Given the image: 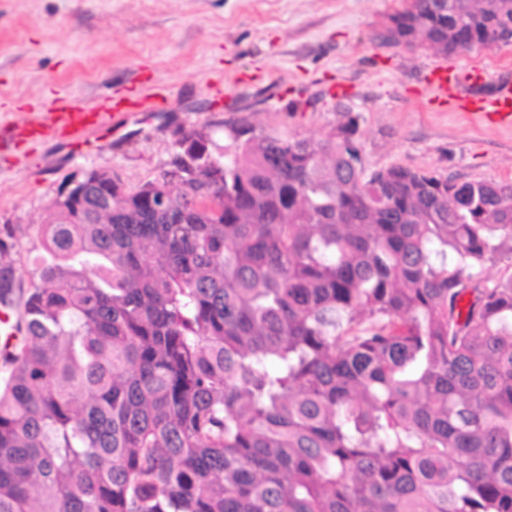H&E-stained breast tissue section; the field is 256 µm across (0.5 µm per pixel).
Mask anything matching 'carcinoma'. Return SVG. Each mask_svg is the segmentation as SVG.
I'll return each instance as SVG.
<instances>
[{"label":"carcinoma","mask_w":512,"mask_h":512,"mask_svg":"<svg viewBox=\"0 0 512 512\" xmlns=\"http://www.w3.org/2000/svg\"><path fill=\"white\" fill-rule=\"evenodd\" d=\"M506 31L512 0H413L374 39ZM358 129L188 131L160 180L59 193L0 356V512H512V182L370 172Z\"/></svg>","instance_id":"carcinoma-1"}]
</instances>
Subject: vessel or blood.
I'll return each mask as SVG.
<instances>
[{"mask_svg":"<svg viewBox=\"0 0 512 512\" xmlns=\"http://www.w3.org/2000/svg\"><path fill=\"white\" fill-rule=\"evenodd\" d=\"M483 70L462 69L454 65H436L425 78L426 100L430 106L460 112L503 129L512 128V79H501L492 91H484ZM157 98L149 86L134 80L126 96L88 101L60 96L39 119H11L0 122V159L14 155L18 145L28 141L65 138L84 144L98 131L111 126L114 117L125 108L149 111Z\"/></svg>","mask_w":512,"mask_h":512,"instance_id":"1","label":"vessel or blood"}]
</instances>
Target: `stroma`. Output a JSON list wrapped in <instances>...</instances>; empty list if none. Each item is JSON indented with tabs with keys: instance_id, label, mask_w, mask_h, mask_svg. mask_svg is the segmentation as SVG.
<instances>
[{
	"instance_id": "obj_1",
	"label": "stroma",
	"mask_w": 512,
	"mask_h": 512,
	"mask_svg": "<svg viewBox=\"0 0 512 512\" xmlns=\"http://www.w3.org/2000/svg\"><path fill=\"white\" fill-rule=\"evenodd\" d=\"M406 0H0V120L47 111L53 98L121 96L133 72L167 101L117 115L90 143L65 139L0 161V240L12 244L11 297L33 279L26 256L64 182L98 169L125 188L153 180L181 131L222 146L229 127L320 137L339 112L359 114L367 170L402 166L461 180L512 181V130L435 111L420 98L430 66L473 65L486 88L512 78V45L443 56L373 35ZM223 79L224 99L209 95ZM347 96L334 95L336 83Z\"/></svg>"
}]
</instances>
